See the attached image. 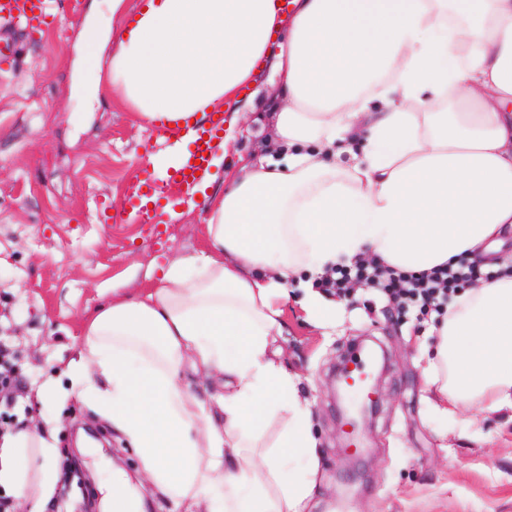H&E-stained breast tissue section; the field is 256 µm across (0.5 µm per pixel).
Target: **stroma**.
Listing matches in <instances>:
<instances>
[{
	"label": "stroma",
	"mask_w": 512,
	"mask_h": 512,
	"mask_svg": "<svg viewBox=\"0 0 512 512\" xmlns=\"http://www.w3.org/2000/svg\"><path fill=\"white\" fill-rule=\"evenodd\" d=\"M78 2L53 30L20 40L13 67L0 70V338L10 342L22 381L15 412L24 428L40 435L56 428L60 456L76 461L81 480L69 490L67 512L99 498L113 469L136 466L134 449L78 399L65 375L78 357L82 320L112 292L136 293L149 285V272L205 247L202 208L174 224L164 203L136 209L141 181L170 188L152 162L169 140L114 96H82L94 73L78 57L81 28L93 10L103 27L112 18L107 0ZM256 87L252 115L226 146L235 165L261 156L272 136L278 78L264 69ZM288 294L278 344L309 401L325 479L310 512H512V412L475 403L447 418L426 402L434 388L424 348L437 313L396 310L374 289L350 297L327 291L336 320L320 326L302 305L299 282ZM367 341L387 364L363 443L352 449L339 431L344 413L330 380ZM50 378L65 401L37 396Z\"/></svg>",
	"instance_id": "35a3bbf8"
}]
</instances>
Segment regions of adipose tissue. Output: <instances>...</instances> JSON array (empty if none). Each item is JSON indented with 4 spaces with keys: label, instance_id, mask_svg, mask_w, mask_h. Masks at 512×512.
<instances>
[{
    "label": "adipose tissue",
    "instance_id": "adipose-tissue-1",
    "mask_svg": "<svg viewBox=\"0 0 512 512\" xmlns=\"http://www.w3.org/2000/svg\"><path fill=\"white\" fill-rule=\"evenodd\" d=\"M461 11L472 20L462 55L448 23ZM112 15L120 36L90 22L80 47L108 58L96 90L145 124L186 127L230 101L246 112L238 93L266 58L280 93L273 151L222 190L214 152L182 195L205 205L206 249L82 323L71 375L134 448L140 476L113 469L107 512H144L151 495L169 512H306L320 464L300 378L276 345L288 282L367 258L426 272L500 248L512 232V0H292L288 14L281 0H146L135 15L112 0ZM430 96L454 111H427ZM374 97L383 111H370ZM432 333L430 375L444 379L433 410L479 397L512 410V273L478 282ZM200 374L221 391L198 395L186 379ZM274 417L279 436L259 449ZM28 439H0V486L41 512L59 476L31 493ZM301 459L305 473L285 478Z\"/></svg>",
    "mask_w": 512,
    "mask_h": 512
}]
</instances>
